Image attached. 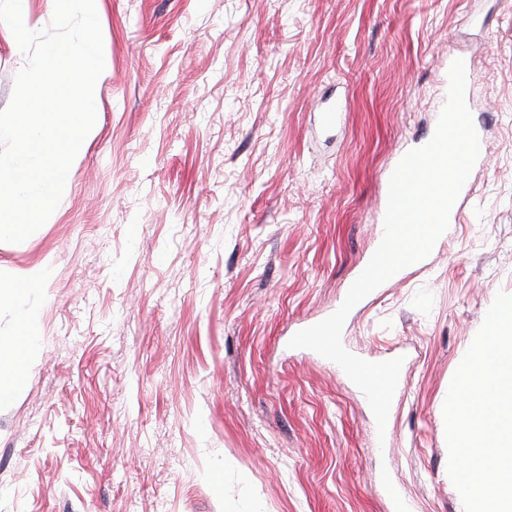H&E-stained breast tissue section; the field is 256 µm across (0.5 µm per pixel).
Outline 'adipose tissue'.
<instances>
[{
  "label": "adipose tissue",
  "mask_w": 512,
  "mask_h": 512,
  "mask_svg": "<svg viewBox=\"0 0 512 512\" xmlns=\"http://www.w3.org/2000/svg\"><path fill=\"white\" fill-rule=\"evenodd\" d=\"M51 270L52 265L48 262L24 271L8 269L5 263L0 262V306L7 304L15 309L22 329V338L16 347L15 355L9 363H0V373L16 371L22 366L24 358L32 356L38 346L35 327L39 320V312L17 294L15 287L21 281L44 283L49 280Z\"/></svg>",
  "instance_id": "adipose-tissue-1"
}]
</instances>
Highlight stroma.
I'll list each match as a JSON object with an SVG mask.
<instances>
[{
	"label": "stroma",
	"instance_id": "obj_1",
	"mask_svg": "<svg viewBox=\"0 0 512 512\" xmlns=\"http://www.w3.org/2000/svg\"><path fill=\"white\" fill-rule=\"evenodd\" d=\"M484 16L486 29L470 19ZM100 131L54 223L0 260L38 349L0 403V512H462L443 404L512 294V0H103ZM471 63L487 160L424 266L353 308L343 346L402 358L385 433L292 333L379 241L385 174ZM335 99L340 126L318 128Z\"/></svg>",
	"mask_w": 512,
	"mask_h": 512
}]
</instances>
